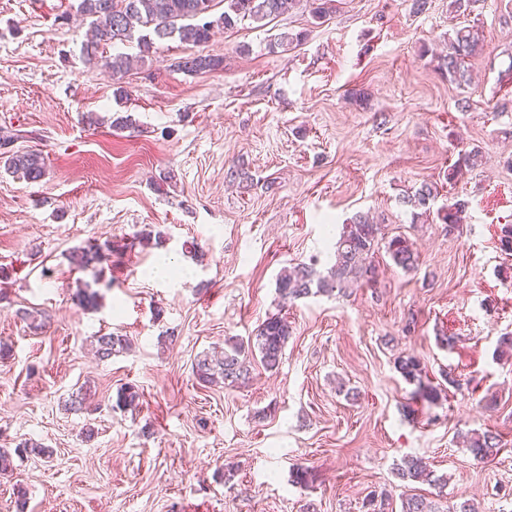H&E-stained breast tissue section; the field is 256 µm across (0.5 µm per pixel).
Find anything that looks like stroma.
Here are the masks:
<instances>
[{
    "label": "stroma",
    "mask_w": 512,
    "mask_h": 512,
    "mask_svg": "<svg viewBox=\"0 0 512 512\" xmlns=\"http://www.w3.org/2000/svg\"><path fill=\"white\" fill-rule=\"evenodd\" d=\"M75 0H0V132L45 159L29 182L0 173V512H364L371 492L400 512L407 456L448 478L413 488L435 512L466 500L512 512V0H340L315 21L309 0L265 26L104 46L134 66L121 80L87 62ZM477 29L472 83L438 68L455 27ZM290 44L271 47L274 37ZM223 68L176 69L190 55ZM471 106L463 110L460 99ZM475 167L448 170L464 151ZM428 183L462 199V224L416 221L404 195ZM364 213L417 249V269L372 258L371 282L288 303L285 266L325 268L343 224ZM160 244L144 245L143 232ZM111 242L101 268L73 251ZM171 270L149 277L159 260ZM103 297L76 307L78 283ZM292 334L274 372L202 385L196 359L247 341L273 314ZM130 338L100 361L94 336ZM454 336L453 347L440 345ZM415 355L445 387L430 404L396 371ZM138 387L137 406L116 408ZM90 400L68 409L73 392ZM499 433L495 460L463 446ZM32 438L49 454L19 455ZM308 469L303 484L296 466ZM27 496L18 499V488Z\"/></svg>",
    "instance_id": "obj_1"
}]
</instances>
